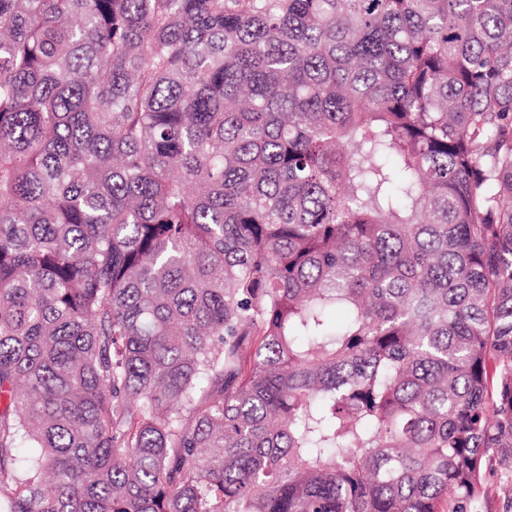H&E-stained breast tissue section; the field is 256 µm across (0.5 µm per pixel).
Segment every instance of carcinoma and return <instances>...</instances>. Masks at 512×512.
Instances as JSON below:
<instances>
[{"label":"carcinoma","instance_id":"carcinoma-1","mask_svg":"<svg viewBox=\"0 0 512 512\" xmlns=\"http://www.w3.org/2000/svg\"><path fill=\"white\" fill-rule=\"evenodd\" d=\"M491 448L512 0H0V512H464Z\"/></svg>","mask_w":512,"mask_h":512}]
</instances>
